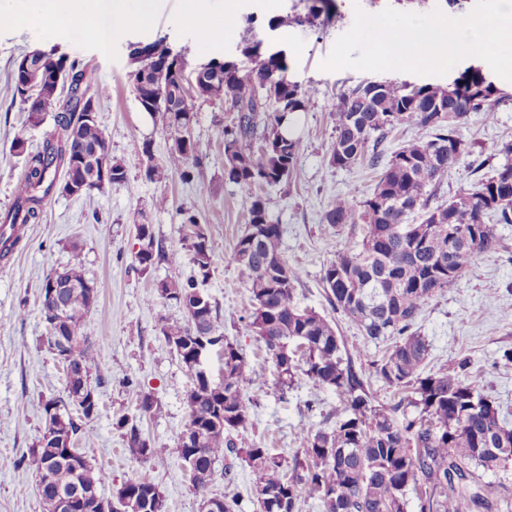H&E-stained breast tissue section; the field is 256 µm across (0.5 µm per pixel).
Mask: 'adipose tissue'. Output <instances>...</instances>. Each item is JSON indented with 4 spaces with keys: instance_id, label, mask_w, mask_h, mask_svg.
Masks as SVG:
<instances>
[{
    "instance_id": "1",
    "label": "adipose tissue",
    "mask_w": 512,
    "mask_h": 512,
    "mask_svg": "<svg viewBox=\"0 0 512 512\" xmlns=\"http://www.w3.org/2000/svg\"><path fill=\"white\" fill-rule=\"evenodd\" d=\"M152 7L153 0H36L29 16L63 20L105 47L115 35L149 16Z\"/></svg>"
}]
</instances>
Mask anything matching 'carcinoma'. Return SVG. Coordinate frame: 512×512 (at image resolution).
I'll return each instance as SVG.
<instances>
[{
  "mask_svg": "<svg viewBox=\"0 0 512 512\" xmlns=\"http://www.w3.org/2000/svg\"><path fill=\"white\" fill-rule=\"evenodd\" d=\"M148 58L161 64L170 57L166 40L148 45ZM254 66L241 69L224 64L223 81L203 88V100L224 97L236 110L234 120L222 127L224 179L245 193L248 224L233 247V260L250 294L247 326L263 342L277 372L276 385L289 386L296 375L336 389L347 396V406L336 420L315 433L301 430L297 441L303 456L288 465L268 448H239L233 433L247 427L250 403L243 386L257 374L237 346L219 331L216 306L203 289L211 271L210 240L206 225L195 214L183 212L182 226L193 273L184 279L161 280L160 297L179 305L187 321L167 322L161 333L182 364L194 352L191 326L215 336V349L224 364L222 380L200 375L187 393L188 424L206 430V443L191 476L200 497L208 495L215 464L224 463V478L236 476L237 462L250 472V490L261 512H298L300 502L318 495L323 512H406V491L421 489V512H471L479 496L455 485L471 465L494 471L512 461V428L505 426L497 406L482 394L474 380H462L451 370L427 374L424 364L428 343L413 329L423 306L436 294L455 287L480 256L498 252V225L512 224V162L483 174L447 202L432 206L448 177V152L460 158L471 153L460 128L474 112H490L500 102L498 91L483 83L479 73L466 71L458 88L408 86L386 82L378 91L368 83L337 95L330 104L336 115V137L328 163L348 170L367 158L381 168L376 183L361 197L337 196L324 214L332 226L363 225L358 248L339 254L322 275L331 306L354 317L368 343L389 342L374 361L375 377L387 387L411 394L417 415L398 424L375 408L351 363L343 362L333 324L319 313L294 303L300 271L288 265L282 250V225L274 219L270 199L255 192L260 185L287 186L299 159L297 117L307 110L312 92L288 77L282 57H264L260 42L245 48ZM44 66L62 79L77 84L85 77L78 61L50 49ZM138 63L130 83L142 111L157 116L165 129L178 120L169 101L146 104L143 82L172 76L144 73ZM14 95L27 102V88L16 65H11ZM79 99L64 103L42 91L38 106L26 107V126L41 125L53 114L57 134L24 153L25 170L16 187V201L0 218L3 224L24 226L41 219L44 198L54 192L59 173L67 169L73 153L106 138L99 121L86 122L78 111ZM408 124L421 136L387 153L381 149L389 133ZM78 139L71 140L72 130ZM204 164L197 145H169L162 162L146 171L150 181L180 174L186 182L198 176ZM139 243L149 257L136 261L143 272L166 254L150 224L135 225ZM70 288L64 299L76 312L66 325L68 336L86 342L77 353L97 391L101 365L84 333L88 296L86 276L79 258L63 269ZM98 408L76 411L58 429L63 445L76 447L93 440ZM125 430L127 448L136 459H155L168 453L142 436L126 417L116 422ZM64 453L30 449V463L48 481L37 485L41 512H58L59 492L76 485L97 492L91 512H121L118 497L100 494L103 474L87 463L75 466ZM142 500L141 512H164L163 491L145 473L132 479Z\"/></svg>",
  "mask_w": 512,
  "mask_h": 512,
  "instance_id": "cac0c4a2",
  "label": "carcinoma"
}]
</instances>
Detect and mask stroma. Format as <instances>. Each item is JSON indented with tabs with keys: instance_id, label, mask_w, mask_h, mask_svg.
I'll list each match as a JSON object with an SVG mask.
<instances>
[{
	"instance_id": "stroma-1",
	"label": "stroma",
	"mask_w": 512,
	"mask_h": 512,
	"mask_svg": "<svg viewBox=\"0 0 512 512\" xmlns=\"http://www.w3.org/2000/svg\"><path fill=\"white\" fill-rule=\"evenodd\" d=\"M474 3L335 0V15L325 23L308 19L306 0H241L233 28L216 23L209 47L201 45L183 21L179 0H154L151 18L117 37L106 51L51 20H23L0 29V213L13 206L14 187L24 172L22 158L11 149L15 133L25 131L30 147L36 148L56 130L50 119L24 129L23 105L7 83L13 59L32 48L55 46L86 64L88 80L105 91L98 119L110 141L112 157L127 170L124 183L104 191L82 197L57 193L45 199L41 222L27 225L20 248L0 260V512H40L29 450L41 433L42 401L62 396L65 388L62 365L41 343L46 332L40 315L41 288L48 275L76 256L98 288L97 303L85 318L84 331L98 354L104 380L98 389L95 437L84 452L104 474L102 492L112 495L142 472L163 490L166 512H201L200 498L175 452L188 421L186 395L192 379L161 333L164 322L184 321L185 314L179 305L159 298L155 290L158 281L185 277L191 271L181 226L185 210L195 213L208 229L212 272L206 290L217 307L218 323L254 370L266 378L265 383L243 387L252 418L235 435L238 447L258 444L293 460L300 451L297 432L324 428L327 418L341 412L346 403L343 394L302 375L290 389L278 390L262 342L246 327L249 293L238 277L232 254L247 225V207L239 188L224 179V146L219 138L221 127L234 117L229 102L196 104L192 135L205 158L199 182H184L175 172L160 182L145 180L141 143L150 141L159 162L166 154L169 135L160 120L142 112L132 91L128 75L135 68L129 57L133 42L166 38L192 68L214 58H232L240 66H251L242 49L255 39L286 51L290 77L311 89L312 98L298 117L299 162L288 188L265 186L261 192L269 197L283 228L284 255L301 272L294 300L335 324L344 343L342 353L350 357L365 382L373 405L399 421L414 415L401 393L371 374L370 364L380 358L381 346L365 343L357 322L330 306L321 284L324 268L362 239L360 231L323 222L325 211L336 195L367 193L377 176L365 163L349 170L328 163L336 136V116L329 99L374 80L375 75L355 69L326 70L322 63L337 38L352 26L355 8L370 14L388 7L418 13L438 8L448 16L461 17ZM495 84L503 101L494 111L468 118L462 135L472 153L452 168L439 190L440 200L469 187L477 163L491 169L505 160L500 147L512 139V82L499 78ZM202 183L207 186L203 192L198 189ZM160 196L167 197V209H154L153 202ZM139 224L152 225L171 255L146 274L135 263V227ZM499 230L500 251L479 258L456 288L424 305L417 327L429 344L426 373L450 369L464 380L479 376L484 394L512 427V224L500 225ZM139 391L159 400L158 414L141 413L135 399ZM122 415L134 419L152 445L166 449V456L136 460L115 425ZM465 485L481 500L472 512H512V466L494 473L471 468Z\"/></svg>"
}]
</instances>
